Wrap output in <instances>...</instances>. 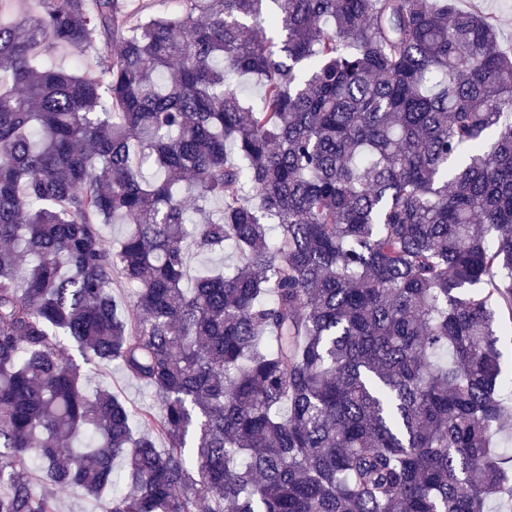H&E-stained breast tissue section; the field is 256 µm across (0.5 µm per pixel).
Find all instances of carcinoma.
Instances as JSON below:
<instances>
[{
    "label": "carcinoma",
    "instance_id": "cac0c4a2",
    "mask_svg": "<svg viewBox=\"0 0 512 512\" xmlns=\"http://www.w3.org/2000/svg\"><path fill=\"white\" fill-rule=\"evenodd\" d=\"M23 2L0 20V512L72 489L102 512H512V383L475 290L497 272L512 323L494 20L458 0L134 21L125 0ZM58 46L99 71L39 67ZM102 224L134 228L115 247ZM191 248L237 258L188 288ZM73 346L159 413L86 392Z\"/></svg>",
    "mask_w": 512,
    "mask_h": 512
}]
</instances>
